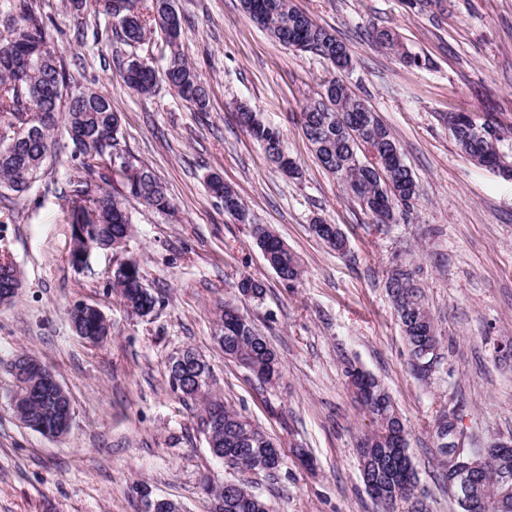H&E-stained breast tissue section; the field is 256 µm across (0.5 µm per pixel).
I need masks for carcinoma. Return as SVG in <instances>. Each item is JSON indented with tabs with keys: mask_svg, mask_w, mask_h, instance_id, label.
Listing matches in <instances>:
<instances>
[{
	"mask_svg": "<svg viewBox=\"0 0 512 512\" xmlns=\"http://www.w3.org/2000/svg\"><path fill=\"white\" fill-rule=\"evenodd\" d=\"M7 3L8 11L0 18L3 27L0 32L3 42L0 47V136L8 150L0 151V188L24 192L40 178L58 123H63L66 130L78 131L79 138L72 140L71 154L77 180L67 207L83 211L101 200L112 201V208L102 210L97 223L88 225L87 236L90 251L114 250L131 235L132 221L123 202L103 189V185L113 180L114 172L93 166L90 156L98 150L100 137L115 132L114 148L125 157H131L118 129L122 125L121 116L113 109L107 94L78 84L60 56L40 57L48 38L45 21L36 12L33 0H7ZM138 3L139 0H70V8L77 13L105 15L111 19L112 33L128 45L142 43L153 32L164 33L157 17L167 15L175 35L168 43L170 54L166 67L159 71L145 61L142 68L134 70L129 68V60L123 59L118 69L126 86L140 95L151 94L162 78L196 111H207V90L179 50L185 18L179 10L171 9L175 0H152L151 29L147 28ZM241 6L271 38L288 48L299 40L313 41L318 43L314 53L325 59L330 53L349 56L345 45L334 34L297 9L292 0H241ZM375 41L400 55L406 63H419L392 30L376 31ZM23 58L29 61V75L28 80L19 84L12 65ZM237 119L268 157L295 168L294 162L282 152L283 138L277 126L246 106L239 108ZM475 124L481 126L484 133H476ZM300 125L319 162L339 181L350 184L351 196L376 227L386 226L383 216L387 208L402 215L412 207V201L418 197V185L402 160L400 144L379 115L349 86L340 84L337 76L320 84L317 97L300 113ZM448 127L458 150L475 165L497 168L506 176H512V166L505 161V149L512 146V126L505 127L490 115L476 117L462 112L456 118L449 117ZM209 187L221 197L225 214L238 224L251 225L253 238L277 275L288 282L299 280L301 267L297 257L266 225L254 223L237 191L217 175L210 176ZM124 197H131L159 212L173 208L166 189L146 167L140 168L138 184L125 187ZM313 231L334 251H345L347 241L337 225L315 224ZM113 275L116 283L112 284V290L131 313L147 317L161 304L135 257L125 258ZM388 290L412 354L436 338L434 319L413 270L402 266L393 269L388 278ZM220 321L224 357L241 367L249 364L257 368L256 380L271 384V378L278 375L275 350L233 305L224 304ZM105 329L101 319H85L77 324L80 336H98ZM168 370L173 391L180 393L185 401H201L197 378L201 374L211 376L210 366H204L200 374L190 365L182 367L171 363ZM345 374L353 394L367 398L363 408L369 417L370 429L357 440L364 459L363 479L372 480L381 489V493L373 497L377 512H394L395 502L414 498L418 485L411 457H402V450L409 449L406 425L388 391L376 377L352 365L346 367ZM31 381L30 377L20 380L19 392L24 398L20 399L19 418L37 432L39 426L51 422L60 409L70 405V398L58 395L42 382L33 385ZM254 428L248 418L226 406L222 425L215 434L216 447L226 453H242L248 466L263 471L275 465V459L265 452L274 442L254 441ZM433 438L435 448L448 466H455L465 453L471 455L475 463L470 494L457 498L462 512L474 508L478 512H512V492L503 494L502 487L488 478L504 465L512 472V452L505 455L494 447L467 448L460 452L459 443L464 434L455 430L445 413L435 423ZM212 512H270V508L264 498L243 483L238 491L214 498Z\"/></svg>",
	"mask_w": 512,
	"mask_h": 512,
	"instance_id": "obj_1",
	"label": "carcinoma"
}]
</instances>
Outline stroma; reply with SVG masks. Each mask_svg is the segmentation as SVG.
Returning <instances> with one entry per match:
<instances>
[{
  "label": "stroma",
  "mask_w": 512,
  "mask_h": 512,
  "mask_svg": "<svg viewBox=\"0 0 512 512\" xmlns=\"http://www.w3.org/2000/svg\"><path fill=\"white\" fill-rule=\"evenodd\" d=\"M347 47L345 80L391 129L419 187L399 223L379 229L318 162L298 122L333 75L329 61L272 40L239 0H176L185 17L180 51L209 92L197 112L166 83L144 97L128 89L114 58L163 65L160 34L129 46L106 37L108 18L76 15L66 0H42L51 47L84 85L102 90L122 115L124 141L138 164L166 187L163 214L126 199L134 232L124 248L70 262L66 200L76 171L58 137L29 190H0V262L22 287L0 305V512H144L141 491L211 512L205 482L238 479L209 453L201 404L169 384L167 363L190 347L208 360L214 391L280 446L273 474L247 479L273 512H375L355 448L368 420L345 369L369 371L388 389L409 428V448L427 512H461L433 439L440 412L455 410L468 446L512 438V180L473 164L443 117L493 114L512 125V0H293ZM395 31L419 57L410 65L380 48L377 29ZM247 104L277 125L301 174L284 176L236 122ZM216 173L239 192L254 219L299 258L301 278L282 281L266 264L251 225L227 216L209 190ZM338 225L345 254L312 230ZM138 258L162 300L132 315L112 290V271ZM399 264L416 273L439 338L429 377L412 374L408 346L386 291ZM260 281L261 300L240 297L242 277ZM232 301L280 360L281 376L261 386L225 358L215 340L218 306ZM78 302L110 323L105 342L76 335ZM28 354L52 368L73 407L70 432L50 439L26 427L11 398L6 363ZM310 453L305 467L296 449Z\"/></svg>",
  "instance_id": "1"
}]
</instances>
